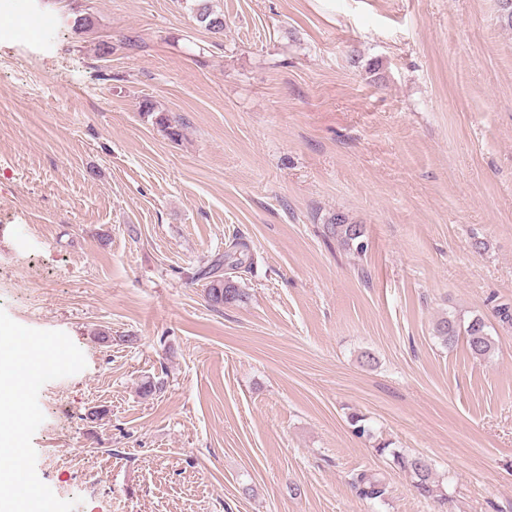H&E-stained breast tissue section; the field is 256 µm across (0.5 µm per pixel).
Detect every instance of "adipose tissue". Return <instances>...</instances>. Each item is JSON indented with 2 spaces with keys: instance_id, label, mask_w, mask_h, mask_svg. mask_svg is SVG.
I'll return each mask as SVG.
<instances>
[{
  "instance_id": "adipose-tissue-1",
  "label": "adipose tissue",
  "mask_w": 512,
  "mask_h": 512,
  "mask_svg": "<svg viewBox=\"0 0 512 512\" xmlns=\"http://www.w3.org/2000/svg\"><path fill=\"white\" fill-rule=\"evenodd\" d=\"M64 349L36 337H5L0 342V381L9 384L0 394V454L16 456L14 465L0 468V512H28L27 500L20 496L17 484L29 475L18 458L22 454L21 433L27 419L25 384L27 378L48 359L64 358Z\"/></svg>"
}]
</instances>
